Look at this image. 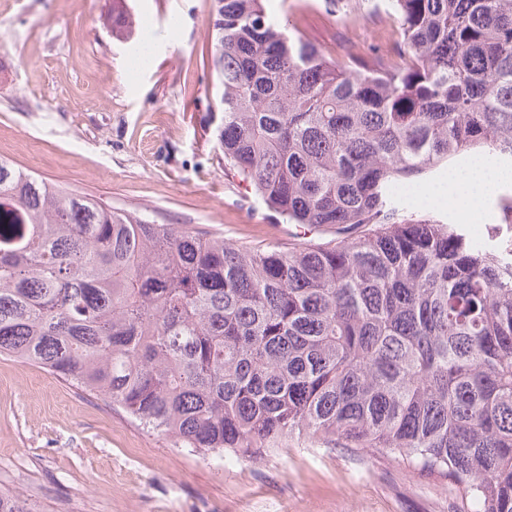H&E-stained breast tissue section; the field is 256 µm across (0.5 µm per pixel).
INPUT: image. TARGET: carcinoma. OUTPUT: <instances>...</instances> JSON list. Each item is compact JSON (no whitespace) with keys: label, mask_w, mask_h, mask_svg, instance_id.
<instances>
[{"label":"carcinoma","mask_w":512,"mask_h":512,"mask_svg":"<svg viewBox=\"0 0 512 512\" xmlns=\"http://www.w3.org/2000/svg\"><path fill=\"white\" fill-rule=\"evenodd\" d=\"M384 9L398 49L336 59L263 0L216 4L224 169L331 241L235 247L0 158V355L203 456L338 437L512 512V199L484 242L400 197L512 155V0Z\"/></svg>","instance_id":"1"}]
</instances>
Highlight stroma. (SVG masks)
Segmentation results:
<instances>
[{
  "mask_svg": "<svg viewBox=\"0 0 512 512\" xmlns=\"http://www.w3.org/2000/svg\"><path fill=\"white\" fill-rule=\"evenodd\" d=\"M271 0L338 55L381 52L376 0ZM126 24H112L113 13ZM214 0H0V158L25 173L235 246L332 240L285 224L224 169ZM34 512H453L447 481L343 441L290 438L260 461L202 456L34 364L0 355V494Z\"/></svg>",
  "mask_w": 512,
  "mask_h": 512,
  "instance_id": "35a3bbf8",
  "label": "stroma"
}]
</instances>
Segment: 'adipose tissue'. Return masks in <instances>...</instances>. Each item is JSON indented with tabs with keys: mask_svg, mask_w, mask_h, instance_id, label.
I'll return each instance as SVG.
<instances>
[{
	"mask_svg": "<svg viewBox=\"0 0 512 512\" xmlns=\"http://www.w3.org/2000/svg\"><path fill=\"white\" fill-rule=\"evenodd\" d=\"M512 181V168L502 167L486 157H477L464 170L450 171L447 182L435 189L433 198L453 200L466 213L478 216L486 197L501 184Z\"/></svg>",
	"mask_w": 512,
	"mask_h": 512,
	"instance_id": "obj_1",
	"label": "adipose tissue"
}]
</instances>
